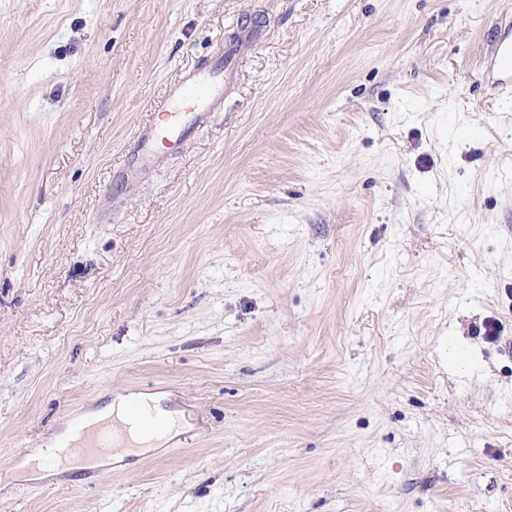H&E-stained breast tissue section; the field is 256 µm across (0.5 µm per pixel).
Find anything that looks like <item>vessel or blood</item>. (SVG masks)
<instances>
[{
	"instance_id": "b4317fda",
	"label": "vessel or blood",
	"mask_w": 512,
	"mask_h": 512,
	"mask_svg": "<svg viewBox=\"0 0 512 512\" xmlns=\"http://www.w3.org/2000/svg\"><path fill=\"white\" fill-rule=\"evenodd\" d=\"M490 66L498 75L497 89L512 90V32L501 35ZM226 75L224 63H203L185 73L169 89L165 98L155 105L151 120L139 134L134 169H142L156 161V144L173 150L186 142L191 129L203 123L219 103ZM123 445L120 433L87 430L82 441L71 447L69 455L72 460L87 462L110 456L114 449Z\"/></svg>"
}]
</instances>
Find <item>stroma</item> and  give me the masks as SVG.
<instances>
[{"label": "stroma", "mask_w": 512, "mask_h": 512, "mask_svg": "<svg viewBox=\"0 0 512 512\" xmlns=\"http://www.w3.org/2000/svg\"><path fill=\"white\" fill-rule=\"evenodd\" d=\"M512 0H0V467L132 394L174 447L0 512H512ZM223 103L127 176L181 72ZM497 323V339L485 327ZM500 39L492 52L490 66L496 71L497 89L512 90V32L510 28L500 35Z\"/></svg>", "instance_id": "35a3bbf8"}]
</instances>
